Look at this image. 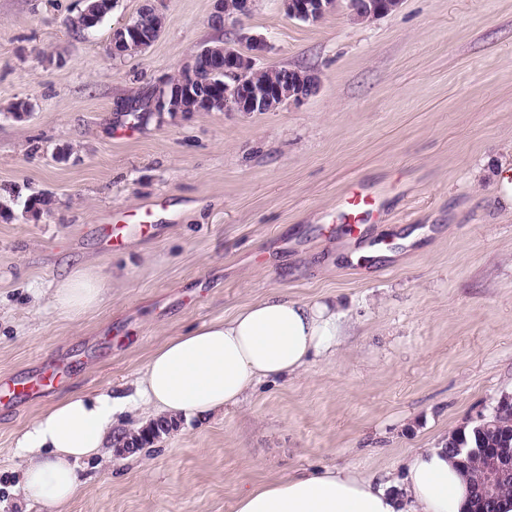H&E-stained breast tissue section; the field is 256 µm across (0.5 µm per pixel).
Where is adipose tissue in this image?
<instances>
[{"label":"adipose tissue","mask_w":512,"mask_h":512,"mask_svg":"<svg viewBox=\"0 0 512 512\" xmlns=\"http://www.w3.org/2000/svg\"><path fill=\"white\" fill-rule=\"evenodd\" d=\"M103 284L78 272L53 295L55 307L78 315L97 305ZM347 326L334 303L304 302L282 293L231 317L205 323L150 355L136 395L170 419L211 415L237 406L255 385L303 370L336 353ZM126 398L68 395L35 418L17 441L26 458L27 497L51 512L75 495L78 463L104 448L112 417ZM469 479L446 448L415 453L405 477L389 485L348 468H326L242 488L234 512H466Z\"/></svg>","instance_id":"1"}]
</instances>
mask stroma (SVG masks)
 Instances as JSON below:
<instances>
[{"label": "stroma", "instance_id": "1", "mask_svg": "<svg viewBox=\"0 0 512 512\" xmlns=\"http://www.w3.org/2000/svg\"><path fill=\"white\" fill-rule=\"evenodd\" d=\"M140 4L82 31L83 0H0V379L76 365L50 395L0 401V512H48L25 498L17 448L42 411L134 394L163 342L273 291L335 298L336 355L152 446L83 460L62 512H233L242 486L326 466L402 478L412 453L512 394V0H401L369 23L342 2L315 24L256 0L242 26L270 45L258 66L313 70L319 91L142 122L119 104L237 33L212 25L216 0H155L159 38L113 56ZM350 189L378 194L382 247L337 231ZM36 192L50 213H26ZM151 203L149 237L105 245L113 214L134 224ZM79 270L104 291L72 318L52 294Z\"/></svg>", "mask_w": 512, "mask_h": 512}]
</instances>
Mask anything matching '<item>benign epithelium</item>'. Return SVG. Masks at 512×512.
<instances>
[{"instance_id":"obj_1","label":"benign epithelium","mask_w":512,"mask_h":512,"mask_svg":"<svg viewBox=\"0 0 512 512\" xmlns=\"http://www.w3.org/2000/svg\"><path fill=\"white\" fill-rule=\"evenodd\" d=\"M401 0H354L351 4L353 21L366 23L395 11ZM116 0H88L84 10L86 23L96 25L109 12ZM337 0H281V7L290 18L316 23L328 12L336 9ZM153 8L154 20L144 23L132 18L112 32V55L124 56L135 46L147 49L161 34L163 16L155 9L152 0L144 6ZM254 0H217L212 22L236 28L250 16ZM244 45L240 49L224 43L203 47L193 63L181 68L185 80L168 83L164 77L155 85L154 111H179L172 102L182 98L195 104V112H269L286 103H300L314 95L321 79L315 72L295 70L279 82H259L256 60L269 52L267 42L258 36L242 33L237 38ZM481 494L494 499L501 492V485L512 475V447L488 448L480 460Z\"/></svg>"}]
</instances>
